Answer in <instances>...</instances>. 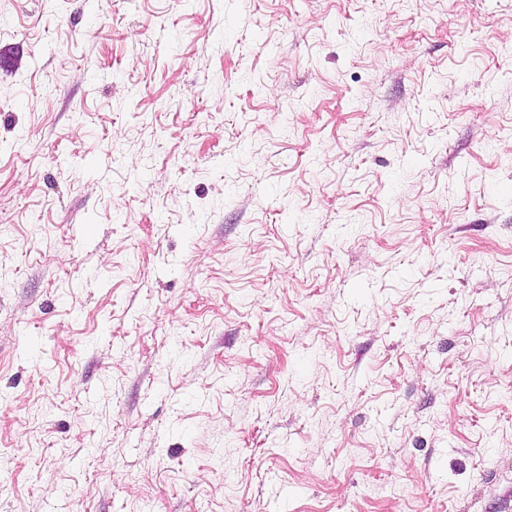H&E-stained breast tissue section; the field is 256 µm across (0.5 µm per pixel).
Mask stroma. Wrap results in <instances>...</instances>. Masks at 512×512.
Here are the masks:
<instances>
[{
	"mask_svg": "<svg viewBox=\"0 0 512 512\" xmlns=\"http://www.w3.org/2000/svg\"><path fill=\"white\" fill-rule=\"evenodd\" d=\"M0 512H512V0H0Z\"/></svg>",
	"mask_w": 512,
	"mask_h": 512,
	"instance_id": "1",
	"label": "stroma"
}]
</instances>
